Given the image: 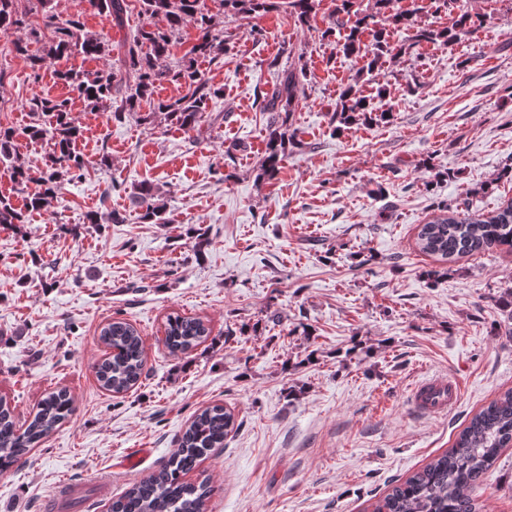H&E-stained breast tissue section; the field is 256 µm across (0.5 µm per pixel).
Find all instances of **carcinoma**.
<instances>
[{
  "label": "carcinoma",
  "instance_id": "cac0c4a2",
  "mask_svg": "<svg viewBox=\"0 0 512 512\" xmlns=\"http://www.w3.org/2000/svg\"><path fill=\"white\" fill-rule=\"evenodd\" d=\"M16 0H0V32L6 34L21 23L16 17ZM34 11L52 36L45 53L29 55V67L37 71L47 58H63L74 52L86 58L101 59L109 53V41L83 30L77 17L63 19L55 11L53 0H31ZM87 8L105 15L120 25L127 13L126 0H84ZM140 13L161 21L142 26L124 40L119 64L94 71L63 70L57 78L71 88L91 112L106 111L111 120L123 123L136 118L146 123L160 114L167 124L189 134L200 131L204 114L220 96L221 90L199 73L200 59L221 62L234 50L233 34L220 27L226 17H261L272 11H284L296 24L317 35L321 41L341 33L338 46L344 56L363 62L336 100L329 117L332 134L359 124H376L389 115L377 111L372 99L361 94L358 84L365 75L384 69L386 63L410 53L421 42L454 45L461 37L477 33L481 20L460 4V0H434L437 8L448 11V26L430 25L416 30L411 43L394 49L389 31L409 25L410 15L394 8V0H334L336 21L324 29L316 25L319 0H216L218 12H212L207 0H138ZM192 22L199 34L196 43L182 57L173 49L183 26ZM271 88L256 94L260 111L268 115L264 154L259 177L273 180L293 144L291 130L298 107L297 88L307 80L306 62L298 54L294 62L268 61ZM175 83L185 94L169 99L154 97L158 86ZM120 94L112 104V94ZM31 123L22 132L0 126V163L11 180L26 193L24 207L11 198L0 196V226H15L27 221V213L44 209L57 197L62 185L82 176L84 159L75 144L81 127L71 116L69 97L35 96L27 103ZM31 140H48L52 152L45 168L30 188L29 168L16 153L19 135ZM134 204L143 224L170 223L160 190L149 183L134 187ZM416 244L419 250L436 258L440 265L425 272L430 281L451 270L450 264L476 253L494 250L512 251V202L486 214H469L458 207L439 204L436 213L421 225ZM211 334L200 317L172 312L165 321V346L173 355H187L205 343ZM100 341L108 348L107 357L96 365L103 389L118 396L138 387L146 364L145 345L138 330L124 319H113L100 330ZM75 411L74 398L65 389L48 393L36 411L19 423L7 395H0V472L26 462L38 447ZM238 427L234 413L221 404L207 406L194 414L176 440V448L160 467L129 486L111 501L110 512H205L212 492L208 480L188 483L185 476L194 472L207 455L224 447V440ZM512 442V390L491 401L472 417L459 434L453 448L434 458L422 469L392 487L374 505V512H479L472 496L485 473L497 460L502 448Z\"/></svg>",
  "mask_w": 512,
  "mask_h": 512
}]
</instances>
